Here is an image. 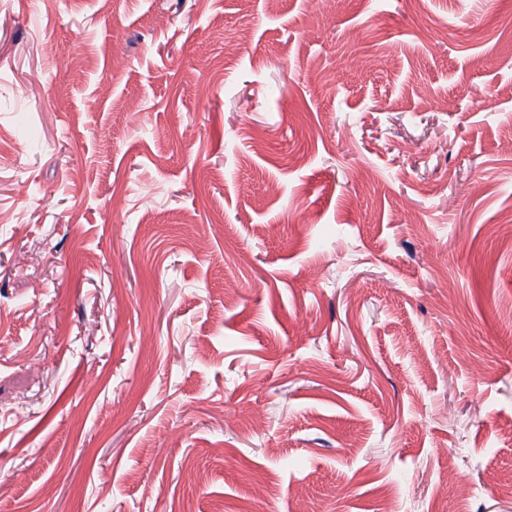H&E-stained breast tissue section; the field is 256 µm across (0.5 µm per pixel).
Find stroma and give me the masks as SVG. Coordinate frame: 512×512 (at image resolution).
I'll return each instance as SVG.
<instances>
[{"label": "stroma", "instance_id": "stroma-1", "mask_svg": "<svg viewBox=\"0 0 512 512\" xmlns=\"http://www.w3.org/2000/svg\"><path fill=\"white\" fill-rule=\"evenodd\" d=\"M511 219L512 0H0V512H512Z\"/></svg>", "mask_w": 512, "mask_h": 512}]
</instances>
